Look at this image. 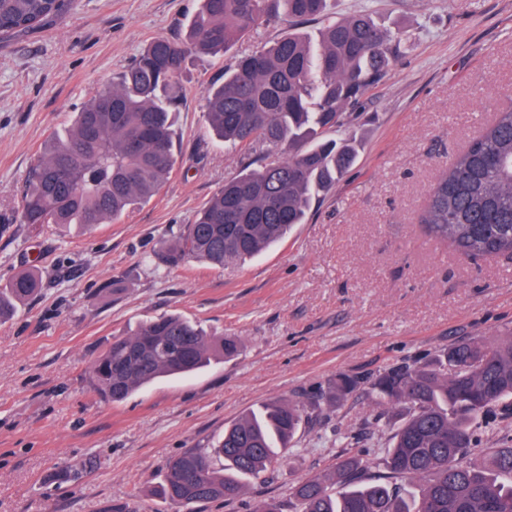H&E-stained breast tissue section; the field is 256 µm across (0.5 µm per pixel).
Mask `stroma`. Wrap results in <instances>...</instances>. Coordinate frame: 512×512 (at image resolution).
Masks as SVG:
<instances>
[{"instance_id": "35a3bbf8", "label": "stroma", "mask_w": 512, "mask_h": 512, "mask_svg": "<svg viewBox=\"0 0 512 512\" xmlns=\"http://www.w3.org/2000/svg\"><path fill=\"white\" fill-rule=\"evenodd\" d=\"M200 0H74L44 26L0 41V214L17 207L47 137L67 127L152 39L182 38ZM369 10L414 33L368 89L344 134L355 164L305 223L242 264L158 262L250 152L216 144L205 90L229 57L287 34L261 27L229 57H192L172 120L176 164L162 189L122 221L0 228V287L37 269L41 287L0 321V512H251L298 482L380 447L397 408L366 383L378 371L433 358L469 336L512 332V260L471 261L428 238L417 217L439 169L512 104V0H329L345 17ZM179 314L232 336L234 356L120 403L89 383L92 362L142 321ZM360 380L347 394L339 374ZM317 400L286 463L232 501L179 507L157 493L165 469L276 400Z\"/></svg>"}]
</instances>
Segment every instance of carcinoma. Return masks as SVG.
<instances>
[{
	"mask_svg": "<svg viewBox=\"0 0 512 512\" xmlns=\"http://www.w3.org/2000/svg\"><path fill=\"white\" fill-rule=\"evenodd\" d=\"M71 0H0V39L28 32ZM326 0H201L182 40H151L112 85L93 95L70 125L45 142L21 204L6 224H77L91 230L118 222L153 197L176 163L170 112L175 79L191 55L226 54L241 36L279 20L320 19L316 35L290 31L236 60L206 89L207 120L227 147L301 144L302 152L246 165L215 192L180 233L164 238L166 266L195 258L222 268L244 262L304 223L313 201L354 165L351 137L332 138L345 111L386 74L401 45L362 11L329 18ZM425 233L475 260L512 259V106L448 161L419 216ZM39 288L30 269L0 289V320ZM238 348L179 315L142 322L116 337L89 371L93 390L121 402L165 378L193 373ZM381 402L402 405L403 423L375 458L383 473L366 477L357 457L253 512H512V446L473 457L488 412L512 400V333L469 337L427 361L390 367L371 380ZM303 418L291 401L261 405L224 429L213 448L172 460L159 493L179 505L235 499L245 478L260 479L284 462ZM224 460V472L213 460Z\"/></svg>",
	"mask_w": 512,
	"mask_h": 512,
	"instance_id": "1",
	"label": "carcinoma"
}]
</instances>
